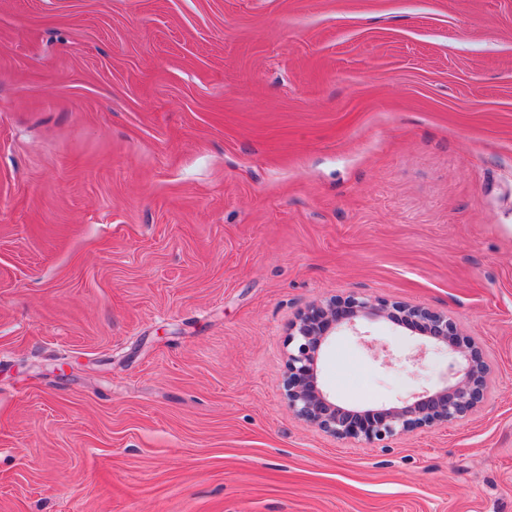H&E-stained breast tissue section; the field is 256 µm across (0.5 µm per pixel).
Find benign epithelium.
I'll use <instances>...</instances> for the list:
<instances>
[{
	"instance_id": "obj_1",
	"label": "benign epithelium",
	"mask_w": 512,
	"mask_h": 512,
	"mask_svg": "<svg viewBox=\"0 0 512 512\" xmlns=\"http://www.w3.org/2000/svg\"><path fill=\"white\" fill-rule=\"evenodd\" d=\"M386 318L412 328L448 350L459 353L464 363L457 380L435 393L415 396L412 402L387 408L353 410L336 404L319 386L318 359L328 337L343 326L363 338L360 324ZM288 373L285 396L288 407L311 426L338 438L368 443L398 434L431 428L459 419L476 409L487 389L489 368L480 349L458 329L447 314L413 305H390L381 300L350 296L343 300L312 304L292 323L288 338Z\"/></svg>"
}]
</instances>
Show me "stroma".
<instances>
[{
	"label": "stroma",
	"mask_w": 512,
	"mask_h": 512,
	"mask_svg": "<svg viewBox=\"0 0 512 512\" xmlns=\"http://www.w3.org/2000/svg\"><path fill=\"white\" fill-rule=\"evenodd\" d=\"M351 295L448 313L480 406L293 415L290 325ZM365 329L336 403L454 382ZM0 512H512V0H0Z\"/></svg>",
	"instance_id": "stroma-1"
}]
</instances>
